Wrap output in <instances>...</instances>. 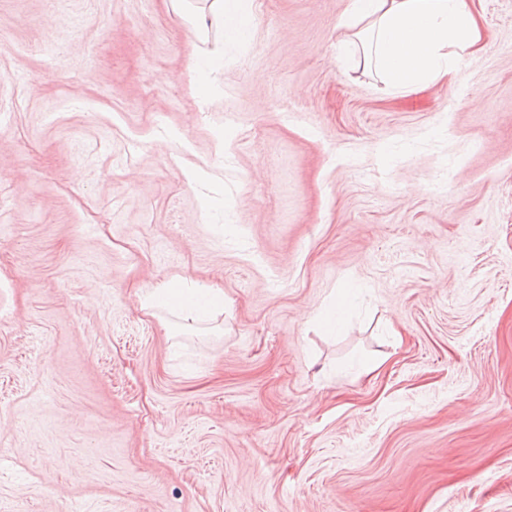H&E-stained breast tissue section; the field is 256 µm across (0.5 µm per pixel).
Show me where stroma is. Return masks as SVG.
<instances>
[{
	"label": "stroma",
	"instance_id": "obj_1",
	"mask_svg": "<svg viewBox=\"0 0 512 512\" xmlns=\"http://www.w3.org/2000/svg\"><path fill=\"white\" fill-rule=\"evenodd\" d=\"M469 3L403 91L337 65L349 0L243 44L0 0V512H512V0ZM177 276L223 313L167 332Z\"/></svg>",
	"mask_w": 512,
	"mask_h": 512
}]
</instances>
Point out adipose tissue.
Here are the masks:
<instances>
[{"mask_svg": "<svg viewBox=\"0 0 512 512\" xmlns=\"http://www.w3.org/2000/svg\"><path fill=\"white\" fill-rule=\"evenodd\" d=\"M191 22L201 35L215 22L235 38L249 31L241 0H210L207 9L192 14ZM340 25L353 33L342 44L341 58L411 90L451 78L455 63L448 48L476 52L484 41L466 0H350ZM140 303L144 310L164 309L196 324L223 308L224 292L191 288L186 278L176 277L141 293Z\"/></svg>", "mask_w": 512, "mask_h": 512, "instance_id": "1", "label": "adipose tissue"}]
</instances>
